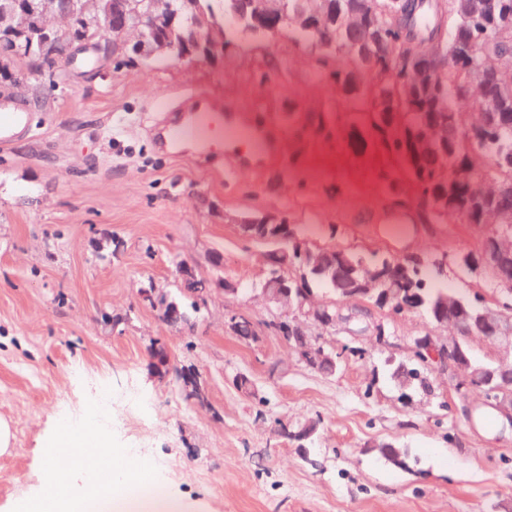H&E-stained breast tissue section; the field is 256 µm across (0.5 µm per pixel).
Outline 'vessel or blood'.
Listing matches in <instances>:
<instances>
[{
  "label": "vessel or blood",
  "mask_w": 512,
  "mask_h": 512,
  "mask_svg": "<svg viewBox=\"0 0 512 512\" xmlns=\"http://www.w3.org/2000/svg\"><path fill=\"white\" fill-rule=\"evenodd\" d=\"M156 127V140L165 152L199 145L235 168L263 170L278 163L284 141L277 125L254 118L249 106L234 100H216L197 92L188 95L179 116H169L167 103ZM29 126V113L13 96H0V149L8 150L16 135Z\"/></svg>",
  "instance_id": "obj_1"
}]
</instances>
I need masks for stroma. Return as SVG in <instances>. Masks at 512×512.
I'll return each instance as SVG.
<instances>
[{
  "mask_svg": "<svg viewBox=\"0 0 512 512\" xmlns=\"http://www.w3.org/2000/svg\"><path fill=\"white\" fill-rule=\"evenodd\" d=\"M4 90L31 112L33 131L0 151V419L13 434L0 455V512L38 495L58 424L89 417L110 447L139 458L172 512H512V424L478 395L462 401L434 372L433 395L400 387L399 353L366 337L328 376L266 327L267 247L242 236L248 217L290 224L312 249L417 259L431 287L456 296H496L490 278L458 264L485 227L424 222L415 192L382 188L374 151L313 139L336 89L290 34L239 38L214 60L62 58L39 85L0 78ZM196 90L264 106L283 128L284 158L233 170L158 150L147 135L155 107ZM181 260L213 291L173 327L139 293L185 301ZM234 313L260 326L257 341L230 333ZM115 314L125 319L116 328ZM154 340L198 374L207 406L156 372ZM239 374L255 395L235 386ZM309 422L308 447L279 432ZM391 439L403 465L377 450Z\"/></svg>",
  "mask_w": 512,
  "mask_h": 512,
  "instance_id": "1",
  "label": "stroma"
}]
</instances>
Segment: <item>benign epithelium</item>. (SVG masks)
<instances>
[{"label": "benign epithelium", "instance_id": "7a95c632", "mask_svg": "<svg viewBox=\"0 0 512 512\" xmlns=\"http://www.w3.org/2000/svg\"><path fill=\"white\" fill-rule=\"evenodd\" d=\"M128 0H84L81 15L74 19L72 14L62 10L58 0H13L7 13H0V35L21 38L27 25L37 22L42 34L38 45L40 55L62 57L73 44L81 48H92L101 60L107 61L112 48L122 45L148 58L156 54L175 55L179 58L216 57L224 48L218 28L203 12L196 14V28L189 41L159 42L148 39L145 34L135 32V27L120 20ZM240 13L247 15L265 37L280 33L283 15L282 0H238ZM492 14L498 15L491 33L512 29V8L505 3L488 0ZM151 23L158 30H172L178 25L177 15L172 12L168 0H153ZM410 68L420 76L428 75L438 66L431 55L419 54L409 61ZM484 131L483 127H462L448 121V136L459 144H470ZM512 223V209L502 208L484 220L491 228L481 240L479 249L465 257L472 268L490 276L498 285H507L505 293H512V239L501 228ZM267 274L262 283L261 295L271 310L288 308L293 317L277 320L280 334L290 336L296 343V352L301 363L317 371L333 375L336 373V358L343 357L349 350L328 346L321 341V331L338 324H348L358 314L369 319L363 329L373 337V347L392 348L383 321L376 319L364 306H354L344 312V306L332 309L328 305L314 303L310 297L298 295L292 300L288 282L291 265L280 256L265 254ZM177 277L194 287V299L200 304L207 303L211 295L209 283L195 281V269L182 263L176 269ZM448 311L441 317L440 325L455 329L451 336H424L404 341L399 346L407 356L418 360L428 371H442L453 382L459 398L465 400L472 388L485 387L483 402L494 408L512 423V314L497 300L487 302L478 315L476 326L469 324V314L450 301ZM480 342L490 347L486 365L475 367L467 355V345Z\"/></svg>", "mask_w": 512, "mask_h": 512}]
</instances>
